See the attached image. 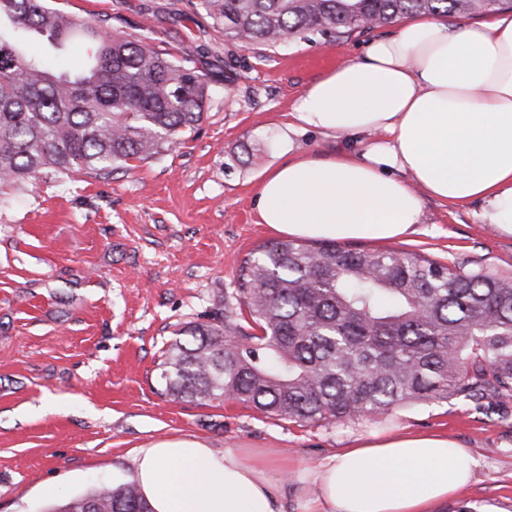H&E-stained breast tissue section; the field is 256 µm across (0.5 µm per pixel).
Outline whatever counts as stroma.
Segmentation results:
<instances>
[{
  "instance_id": "stroma-1",
  "label": "stroma",
  "mask_w": 512,
  "mask_h": 512,
  "mask_svg": "<svg viewBox=\"0 0 512 512\" xmlns=\"http://www.w3.org/2000/svg\"><path fill=\"white\" fill-rule=\"evenodd\" d=\"M108 30L142 31L190 53L215 92L183 144L106 179L40 181L0 210V512H50L100 484L131 481L133 449L186 436L288 461L289 491L312 493L326 457L369 434L443 433L469 448L476 479L434 512H512V401L452 399L370 419L299 425L226 399L173 400L158 365L174 330L226 314L237 275L281 236L258 221L261 175L282 159L299 96L322 74L311 59L361 55L398 24L348 37L234 48L186 0H54ZM301 151L359 150L370 135L330 139L308 128ZM480 202L428 198L424 222L392 249L477 263L512 277V237L479 218Z\"/></svg>"
}]
</instances>
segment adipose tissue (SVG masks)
Returning <instances> with one entry per match:
<instances>
[{
	"mask_svg": "<svg viewBox=\"0 0 512 512\" xmlns=\"http://www.w3.org/2000/svg\"><path fill=\"white\" fill-rule=\"evenodd\" d=\"M289 131L373 134L356 153L288 147L260 181V223L296 238L395 241L423 221V199L481 201L483 223L512 236V11L453 22L421 16L325 73L295 102ZM152 512H286L264 457L190 437L134 452ZM478 462L447 435L357 440L313 473L295 512H431L470 484Z\"/></svg>",
	"mask_w": 512,
	"mask_h": 512,
	"instance_id": "ef3b65f1",
	"label": "adipose tissue"
}]
</instances>
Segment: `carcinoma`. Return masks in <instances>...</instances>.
Listing matches in <instances>:
<instances>
[{"instance_id": "carcinoma-1", "label": "carcinoma", "mask_w": 512, "mask_h": 512, "mask_svg": "<svg viewBox=\"0 0 512 512\" xmlns=\"http://www.w3.org/2000/svg\"><path fill=\"white\" fill-rule=\"evenodd\" d=\"M224 44L364 33L404 17L491 14L512 0H192ZM53 51L92 45L78 74L28 58L19 34ZM207 76L137 35L70 16L50 0H0V208L46 177L106 179L175 149L203 120ZM235 321L175 331L159 363L188 403L236 401L318 424L379 417L454 397L512 400V279L407 252L297 239L260 247L237 276ZM151 512L135 482L102 485L51 512Z\"/></svg>"}]
</instances>
